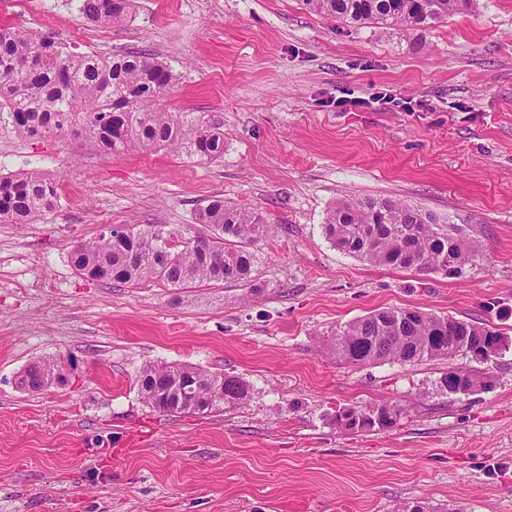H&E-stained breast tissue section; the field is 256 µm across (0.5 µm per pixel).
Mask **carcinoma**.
Here are the masks:
<instances>
[{"mask_svg": "<svg viewBox=\"0 0 512 512\" xmlns=\"http://www.w3.org/2000/svg\"><path fill=\"white\" fill-rule=\"evenodd\" d=\"M330 18L353 24L381 23L424 33L469 10L472 0H305ZM131 0H81L95 23L117 25ZM175 74L149 54L101 56L80 52L36 30L0 26V130L20 138L81 135L92 147L121 155L131 150H172L200 159L224 155V133L192 112L164 105ZM58 185L36 169L0 174V221L29 224L55 209ZM210 235L181 241L167 224H126L121 230L80 241L71 258L77 271L109 283L144 281L165 287L253 282L249 247L273 230L262 213L212 200L197 214ZM337 249L376 266L448 275L459 254L463 268L482 255L481 241L434 214L391 199L357 197L336 204L322 225ZM420 308H382L337 330L327 349L346 365L381 361L414 363L463 353L465 335L479 342L486 327ZM60 360L29 364L19 384L29 391L52 386ZM144 403L175 414L209 415L246 398L238 376L187 364L148 363L140 371Z\"/></svg>", "mask_w": 512, "mask_h": 512, "instance_id": "cac0c4a2", "label": "carcinoma"}]
</instances>
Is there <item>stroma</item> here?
Segmentation results:
<instances>
[{
  "label": "stroma",
  "mask_w": 512,
  "mask_h": 512,
  "mask_svg": "<svg viewBox=\"0 0 512 512\" xmlns=\"http://www.w3.org/2000/svg\"><path fill=\"white\" fill-rule=\"evenodd\" d=\"M0 15L167 61L168 108L224 133L210 161L0 131L1 172L60 184L52 212L0 223V512H512V0H473L420 37L304 0H135L91 43L79 0H0ZM217 196L275 226L252 248L256 289L116 285L71 263L78 241L113 225L206 235L196 213ZM354 197L474 218L483 255L445 276L342 253L321 226ZM386 307L490 326L501 348L364 366L323 348ZM55 357L71 363L65 385L21 389L26 365ZM149 361L240 376L249 398L208 416L150 408L138 386ZM458 367L490 387L441 392ZM385 406L388 428L334 422ZM134 430L139 446L114 464Z\"/></svg>",
  "instance_id": "1"
}]
</instances>
